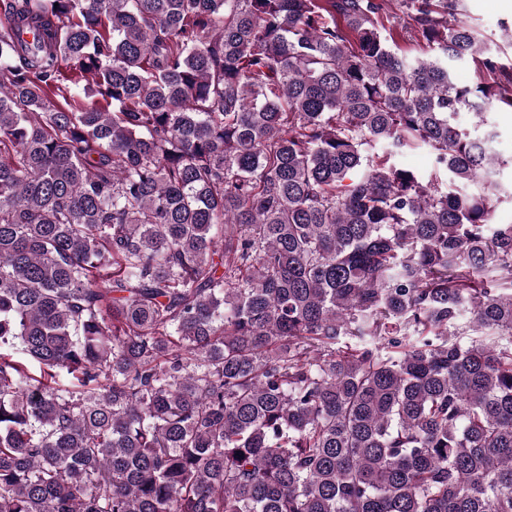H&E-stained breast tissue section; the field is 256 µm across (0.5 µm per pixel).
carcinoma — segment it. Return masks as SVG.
I'll return each mask as SVG.
<instances>
[{
  "label": "carcinoma",
  "mask_w": 512,
  "mask_h": 512,
  "mask_svg": "<svg viewBox=\"0 0 512 512\" xmlns=\"http://www.w3.org/2000/svg\"><path fill=\"white\" fill-rule=\"evenodd\" d=\"M461 7L0 0V512H512Z\"/></svg>",
  "instance_id": "cac0c4a2"
}]
</instances>
